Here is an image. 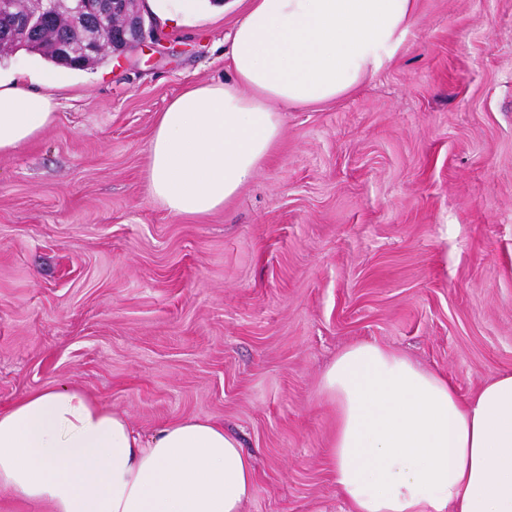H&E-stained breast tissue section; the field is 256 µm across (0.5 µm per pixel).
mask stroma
<instances>
[{"instance_id":"35a3bbf8","label":"stroma","mask_w":512,"mask_h":512,"mask_svg":"<svg viewBox=\"0 0 512 512\" xmlns=\"http://www.w3.org/2000/svg\"><path fill=\"white\" fill-rule=\"evenodd\" d=\"M168 47L69 72L56 118L0 155V409L83 388L144 434L182 417L237 435L243 512H349L321 375L372 341L462 394L512 370V0H415L395 57L353 93L283 113L222 210L173 216L145 188L155 119L229 79L246 7Z\"/></svg>"}]
</instances>
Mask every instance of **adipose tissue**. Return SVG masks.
Here are the masks:
<instances>
[{
    "label": "adipose tissue",
    "mask_w": 512,
    "mask_h": 512,
    "mask_svg": "<svg viewBox=\"0 0 512 512\" xmlns=\"http://www.w3.org/2000/svg\"><path fill=\"white\" fill-rule=\"evenodd\" d=\"M414 0H249L231 35L230 80L187 87L156 118L146 189L173 215H206L252 180L280 114L355 90L409 34ZM58 78L0 73V154L53 124ZM336 409L333 479L351 512H512V371L469 397L447 374L373 342L322 376ZM252 460L199 418L143 439L75 387L0 410V492L38 512H241Z\"/></svg>",
    "instance_id": "obj_1"
}]
</instances>
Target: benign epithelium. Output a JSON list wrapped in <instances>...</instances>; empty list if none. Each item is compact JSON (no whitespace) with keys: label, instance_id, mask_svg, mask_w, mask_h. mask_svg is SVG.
I'll use <instances>...</instances> for the list:
<instances>
[{"label":"benign epithelium","instance_id":"benign-epithelium-1","mask_svg":"<svg viewBox=\"0 0 512 512\" xmlns=\"http://www.w3.org/2000/svg\"><path fill=\"white\" fill-rule=\"evenodd\" d=\"M68 11L76 19L92 18L97 23L95 34L86 41L84 53L95 56L117 53L127 45L150 41L161 45V34L154 23H146L142 0H68ZM58 0H40L34 11L19 9L14 0H0V22L3 37L17 31L36 35L44 20L57 10Z\"/></svg>","mask_w":512,"mask_h":512}]
</instances>
